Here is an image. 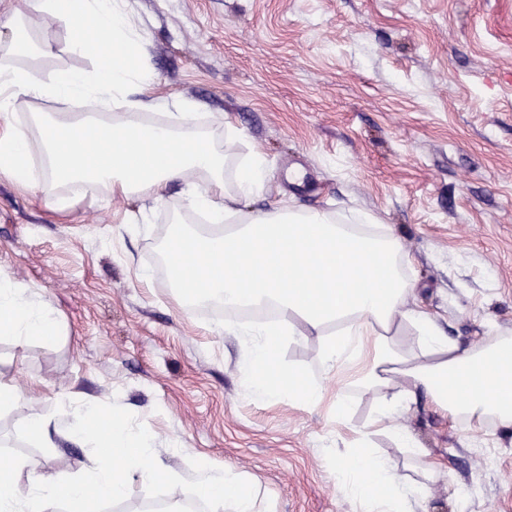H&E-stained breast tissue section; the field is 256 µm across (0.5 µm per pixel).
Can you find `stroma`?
<instances>
[{
	"label": "stroma",
	"instance_id": "stroma-1",
	"mask_svg": "<svg viewBox=\"0 0 512 512\" xmlns=\"http://www.w3.org/2000/svg\"><path fill=\"white\" fill-rule=\"evenodd\" d=\"M153 79L133 91L150 102L187 100L202 121L231 123L237 152L264 154L270 189L247 201L261 213L287 201L336 215L362 208L400 236L417 300L461 346L512 335V0H128ZM48 40L46 74L90 71L65 26L26 8ZM180 181L151 204L145 230L121 222L140 203L87 198L53 211L0 178V275L58 312V335L18 345L0 335V378L28 403L0 411V459L30 472L78 475L101 448L25 433L30 407L64 423L81 404L120 414L151 433L179 480L131 479L103 512L194 500L200 463L228 466L260 487V512H358L337 490L336 439L363 426L374 398L353 396L346 422L327 409L250 397L240 344L216 332L221 317L183 311L153 267L181 213ZM182 214V213H181ZM400 421L427 455L405 458L384 435L377 450L420 479L428 459V512H512V438L494 425L451 428L418 400ZM478 487L468 502L456 489Z\"/></svg>",
	"mask_w": 512,
	"mask_h": 512
}]
</instances>
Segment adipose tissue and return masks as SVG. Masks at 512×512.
Here are the masks:
<instances>
[{"instance_id": "obj_1", "label": "adipose tissue", "mask_w": 512, "mask_h": 512, "mask_svg": "<svg viewBox=\"0 0 512 512\" xmlns=\"http://www.w3.org/2000/svg\"><path fill=\"white\" fill-rule=\"evenodd\" d=\"M36 9L62 20L75 51L92 56L93 72L68 71L45 78L38 59L48 42L34 40L25 15L15 12L0 27V175L43 197L62 212L76 201L118 195L160 201L167 184L182 180L183 207L206 212L214 229L199 231L175 218L161 256L170 285L190 305L225 309L272 308L273 322L225 321V335L243 348L239 369L248 392L270 403L285 398L305 408L331 403L337 419L350 411L353 391L373 395L375 406L363 428L340 437L336 448L340 490L362 512H415L424 483L442 470L429 462L423 480L401 476L376 453L373 438L390 434L412 457L424 456L414 434L399 424L417 394L459 426L494 423L512 433V337L473 348L444 335L422 309L404 272L405 253L391 228H378L365 211L338 218L327 211L280 205L239 215L242 200L269 189L266 157L242 156L228 168L224 146L233 126L205 129L190 103L164 102L166 115L149 122L139 113L110 115L112 104L150 81L143 36L128 15L126 0H36ZM77 102L81 113L34 112L29 126L14 124L16 108L29 101ZM198 243L193 263L180 252L183 239ZM51 305L28 287L0 277V334L18 344L59 333ZM318 341L319 377L285 367L284 344ZM286 378L289 388L277 385ZM341 394H331L326 380ZM28 436L51 448L56 438L103 445L107 454L79 477L39 474L28 489L26 468L16 459L0 466V512H97L101 501L121 500L130 476L172 481L152 435L136 432L119 417L84 407L81 423L66 427L32 410ZM197 490L209 512H259V485L232 468L204 471Z\"/></svg>"}]
</instances>
